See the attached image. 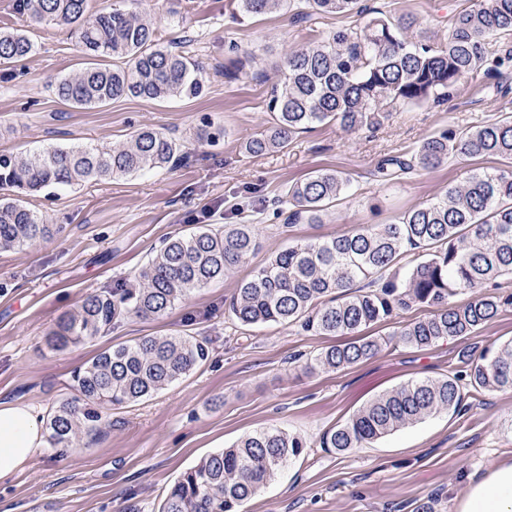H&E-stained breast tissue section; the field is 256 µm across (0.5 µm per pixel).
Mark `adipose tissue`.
<instances>
[{
    "instance_id": "1",
    "label": "adipose tissue",
    "mask_w": 512,
    "mask_h": 512,
    "mask_svg": "<svg viewBox=\"0 0 512 512\" xmlns=\"http://www.w3.org/2000/svg\"><path fill=\"white\" fill-rule=\"evenodd\" d=\"M44 443L34 407L0 402V482L19 472ZM456 512H512V459L472 477L456 499Z\"/></svg>"
}]
</instances>
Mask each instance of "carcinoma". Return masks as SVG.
I'll list each match as a JSON object with an SVG mask.
<instances>
[{"label": "carcinoma", "instance_id": "cac0c4a2", "mask_svg": "<svg viewBox=\"0 0 512 512\" xmlns=\"http://www.w3.org/2000/svg\"><path fill=\"white\" fill-rule=\"evenodd\" d=\"M236 11L263 16L290 7V0H234ZM35 24L52 23L75 35L86 54L108 57L61 79L59 98L76 107L135 97L154 101L192 99L206 86L204 68L160 43L155 23L140 13L88 11V0H20ZM356 13L359 0H300L293 20ZM512 35V0H469L454 14L448 40L427 44L421 22L383 12L353 28L336 30L283 61V80L267 104L270 127L245 144L261 155L283 148L314 124L334 123L355 132L380 125L387 106L412 105L448 95L484 72L512 66V53L493 48L496 36ZM35 44L24 30L0 31V64L21 61ZM452 155L495 157L503 166L476 168L444 196L405 212L393 224L366 225L348 234L304 240L272 252L242 281L228 305L239 324L296 325L319 335L353 336L314 358V365L344 368L375 356L381 344L364 328L389 322L415 307L431 314L395 335L426 350L448 337L471 336L500 311L512 293H491L490 284L512 275V116L466 131L443 129L430 136L413 160L391 158L404 172L431 169ZM182 159L176 140L151 128L112 149L56 147L0 155V190L37 192L47 187L96 182L173 166ZM350 179L318 170L288 189V221L318 224L348 191ZM53 236V225L11 198L0 199V250ZM260 247L256 225L200 226L175 235L138 273V287L87 295L60 317L48 344L62 349L109 330L124 315L159 318L188 291L224 277ZM469 295L457 304L454 298ZM209 356L207 340L194 336H144L114 346L73 376L74 396L47 419L50 440L69 445L97 431L100 408L138 401L188 375ZM458 370L445 378L412 380L324 432L319 446L337 454L360 448L443 411L463 408L465 380L474 389L512 390V341L496 349L458 353ZM308 444L277 427L253 431L214 452L171 486L159 512H239L298 458Z\"/></svg>", "mask_w": 512, "mask_h": 512}]
</instances>
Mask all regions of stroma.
I'll return each mask as SVG.
<instances>
[{"mask_svg": "<svg viewBox=\"0 0 512 512\" xmlns=\"http://www.w3.org/2000/svg\"><path fill=\"white\" fill-rule=\"evenodd\" d=\"M361 4L370 12L416 16L431 43L440 44L467 0ZM90 8L153 16L163 44L202 62L206 88L194 99L130 97L73 107L58 98L56 84L93 66L94 57L66 30L29 24L19 0H0V30H27L36 43L26 60L0 65V154L117 146L145 126L175 137L187 150L172 168L24 197V206L59 231L0 251V401L48 415L71 396L76 370L102 351L144 336L204 338L210 354L172 386L105 410L96 435L39 449L19 473L0 482V512H159L169 487L201 457L268 426L300 435L308 447L242 512H414L430 496L439 500L437 512H456L469 475L512 457V391L464 388V411L427 417L343 455L320 448L319 438L409 380L453 374L462 348H495L511 340L512 308L474 335L423 351L399 342L396 332L427 311H404L391 324L369 328V335L385 339L375 356L314 371L306 368L309 359L342 344V337L281 324L243 326L225 308L271 251L392 223L441 196L467 170L499 167L495 158L452 156L437 168L397 178L379 170L387 158H410L435 132L464 131L512 114V67L479 75L446 102L394 108L376 129L315 125L284 148L254 156L244 144L271 122L267 102L284 57L354 27L355 17L297 23L281 11L251 18L235 14L233 0H91ZM238 59L247 74L228 80L224 68ZM204 129L219 132V139L199 140ZM318 169L349 177L346 198L322 223H289L288 188ZM206 224L257 225L262 247L161 318L128 315L93 339L62 350L47 345L58 318L87 294L136 286L138 272L166 239Z\"/></svg>", "mask_w": 512, "mask_h": 512, "instance_id": "1", "label": "stroma"}]
</instances>
